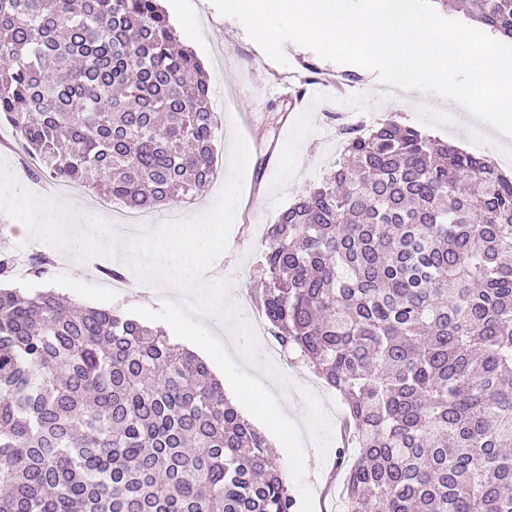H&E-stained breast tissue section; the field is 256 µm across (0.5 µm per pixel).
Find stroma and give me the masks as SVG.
Here are the masks:
<instances>
[{
    "label": "stroma",
    "instance_id": "obj_1",
    "mask_svg": "<svg viewBox=\"0 0 512 512\" xmlns=\"http://www.w3.org/2000/svg\"><path fill=\"white\" fill-rule=\"evenodd\" d=\"M185 49L199 59L209 80L213 103L231 98L235 106L218 114L214 157L220 169L209 190L191 203L160 205L152 214L165 223L170 212L189 218L209 210L216 202L230 174L233 132H241L251 151L241 196L231 229L228 248L205 273L207 282H226L234 303L244 319H251L250 292L258 284L257 262L266 247L267 224L273 223L304 189L319 183L336 161V143L342 127L355 119L373 125L388 119L422 129L435 139L465 143L467 150L497 159L512 154V137L498 133L486 123L467 117L448 118L445 110L424 102L411 108L412 93L382 84L350 64H337L312 50L288 43L284 46L287 64L269 58L247 34L243 24L221 15L212 0H163ZM346 78L344 92L326 84L333 76ZM324 85L318 105L290 106L288 93L304 94L311 82ZM0 159L18 182L31 192L54 195L83 214L105 219L112 230H121L127 207L115 202L100 205L96 192L80 187L52 189L47 176L27 171L29 158L23 152L13 128L0 122ZM28 247L35 254L51 257L53 265L42 278L23 280L28 290L51 289L80 307H100L130 316L134 303L129 292L114 288L106 269L116 267V259L99 257L97 266L77 262L74 253L58 250L22 232L18 221L0 212V252ZM276 375L264 373L259 364L242 361V368L260 378L278 399H291L296 407L291 418L303 428L308 474L315 512H334L333 502L343 488L345 472L337 456L342 446L340 429L348 407L339 393L330 390L295 355L273 362Z\"/></svg>",
    "mask_w": 512,
    "mask_h": 512
}]
</instances>
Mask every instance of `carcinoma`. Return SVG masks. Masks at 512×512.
<instances>
[{"instance_id": "1", "label": "carcinoma", "mask_w": 512, "mask_h": 512, "mask_svg": "<svg viewBox=\"0 0 512 512\" xmlns=\"http://www.w3.org/2000/svg\"><path fill=\"white\" fill-rule=\"evenodd\" d=\"M512 40V0H435ZM158 0H0V120L133 209L214 180L218 122ZM266 227L251 297L348 405L349 512H512V178L383 120ZM0 512H293L204 362L52 290L0 288Z\"/></svg>"}]
</instances>
